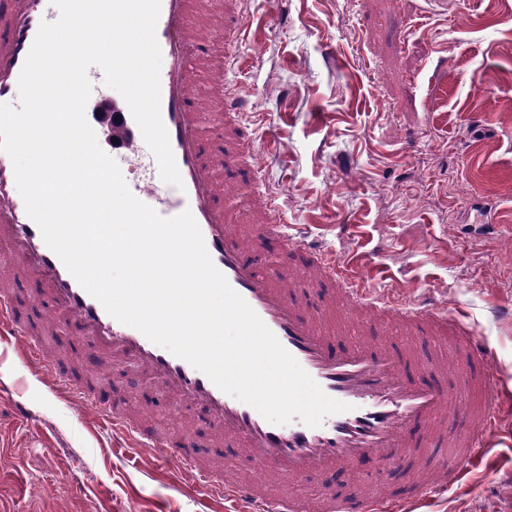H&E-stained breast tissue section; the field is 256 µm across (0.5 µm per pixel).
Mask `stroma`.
<instances>
[{
	"mask_svg": "<svg viewBox=\"0 0 512 512\" xmlns=\"http://www.w3.org/2000/svg\"><path fill=\"white\" fill-rule=\"evenodd\" d=\"M239 59L224 80L242 98L240 120L257 152L226 142L221 117L195 100L210 155H233L222 177L224 213L245 239L243 213L253 177L273 196L288 235L335 258L379 298L426 301L474 330L494 351L512 389V0H250ZM112 89H92L86 105L97 141L132 182L164 197L154 155L113 146L96 106ZM260 174H253V167ZM30 330L79 376L87 348L63 351L44 334L47 302L31 280L13 288ZM368 341L423 351L448 363L446 336L418 340L386 315L339 345ZM0 358V512H228L177 457L129 447L82 396L56 389L36 362ZM121 407L164 435L182 425L198 457L219 460L252 481L259 467L238 443L217 438L194 410L140 368L116 376ZM31 411L15 413L17 403ZM458 465L459 480L424 498L417 512H512V413L501 414L493 446L467 460L439 448L392 471L367 459L280 478L276 489L308 502L355 489L404 492L413 466Z\"/></svg>",
	"mask_w": 512,
	"mask_h": 512,
	"instance_id": "1",
	"label": "stroma"
}]
</instances>
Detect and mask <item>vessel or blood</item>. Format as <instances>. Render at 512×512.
I'll use <instances>...</instances> for the list:
<instances>
[{
  "label": "vessel or blood",
  "mask_w": 512,
  "mask_h": 512,
  "mask_svg": "<svg viewBox=\"0 0 512 512\" xmlns=\"http://www.w3.org/2000/svg\"><path fill=\"white\" fill-rule=\"evenodd\" d=\"M194 6L195 0H161L156 26L161 51V117L183 185L173 188L165 199L154 198L147 188L135 184L130 190L161 217L192 213L213 264L230 287L324 393L347 404L348 409L327 416L317 427L297 418L284 425L272 424L252 406L223 392L187 361L117 321L46 245L39 227L26 213L12 161L0 152V242L10 247L50 300L48 327L65 326L68 335L93 339L97 349L115 361L144 368L172 395L175 411H182L187 404L199 408L201 421L215 433L239 441L266 475L299 478L313 469L350 465L365 457L397 467L404 463L410 444L428 447L438 443L449 415L458 429L452 444L465 456L479 455L491 445L495 422L491 405L499 398V374L491 349L467 326L424 304L380 301L369 289L354 283L334 260L297 243L292 244V251L303 253L307 262L297 277L266 283L255 274L253 244L234 231L223 209L215 204L222 185L202 154L198 115L190 108L194 94L190 54L205 50L203 36L190 24ZM58 17L50 0H0V103L18 105L19 77L38 28L41 22H53ZM112 105L119 113L113 125L115 138L132 148H142L140 128L120 93H113ZM260 204L264 220L256 227L257 237L284 242L273 199L261 196ZM325 281L336 283V295L349 314L366 318L395 314L412 330L425 327L431 335L450 336L464 349V356L448 368L421 361L420 369L431 373L430 381L422 382L411 375L402 352L367 343L333 349L323 326V312L302 314L297 299L300 283L316 288ZM0 336L21 337L22 353L44 362L42 342L26 328L7 288L0 289ZM111 386L107 380L99 388L83 386L80 393L111 418L113 427L125 432L132 446L184 460L200 487L234 501L241 512H405L407 505L437 484L429 477L413 481L398 495L360 490L341 500L326 497L305 504L262 490L254 482L233 481L221 468L201 463L193 451L191 433L183 429L162 437L119 414L117 404L99 396L100 388Z\"/></svg>",
  "instance_id": "1"
}]
</instances>
